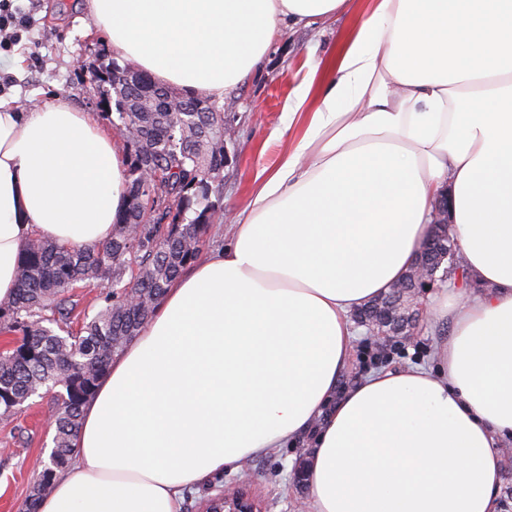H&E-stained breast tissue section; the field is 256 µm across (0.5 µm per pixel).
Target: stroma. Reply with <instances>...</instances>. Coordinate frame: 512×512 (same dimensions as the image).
Wrapping results in <instances>:
<instances>
[{"label":"stroma","instance_id":"obj_1","mask_svg":"<svg viewBox=\"0 0 512 512\" xmlns=\"http://www.w3.org/2000/svg\"><path fill=\"white\" fill-rule=\"evenodd\" d=\"M15 24L0 31V96L14 98L28 111L55 97L67 99L82 112H101L100 93L90 82V68L111 63L106 35L85 9V0H7ZM356 14H344L312 26H282L259 67L223 99L230 160L218 182L223 221L209 225L202 255L229 237L240 207L260 171H274L284 144L282 105L298 83L326 60L339 40L355 25ZM415 327L411 336H381L358 324L351 358L340 388L357 384L383 368L434 365L438 339L446 327L434 324L427 305L408 311ZM54 400L33 397L16 414L0 416V512H21L32 494L37 473L48 460L54 429ZM311 448L302 439L278 452L245 462L242 473H224L188 493L182 512H200L204 500L248 475L267 504L268 512H307L308 486L297 474L305 470Z\"/></svg>","mask_w":512,"mask_h":512}]
</instances>
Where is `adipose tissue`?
<instances>
[{
    "label": "adipose tissue",
    "instance_id": "ef3b65f1",
    "mask_svg": "<svg viewBox=\"0 0 512 512\" xmlns=\"http://www.w3.org/2000/svg\"><path fill=\"white\" fill-rule=\"evenodd\" d=\"M352 0H87L115 55L213 97L286 23ZM295 133L229 243L172 282L82 408L38 512H180L186 490L311 437L308 512H498L512 438V0H372L283 105ZM124 141L0 98V305L32 238L109 241ZM476 286L429 298L436 369L338 390L352 313L397 284L440 195Z\"/></svg>",
    "mask_w": 512,
    "mask_h": 512
}]
</instances>
